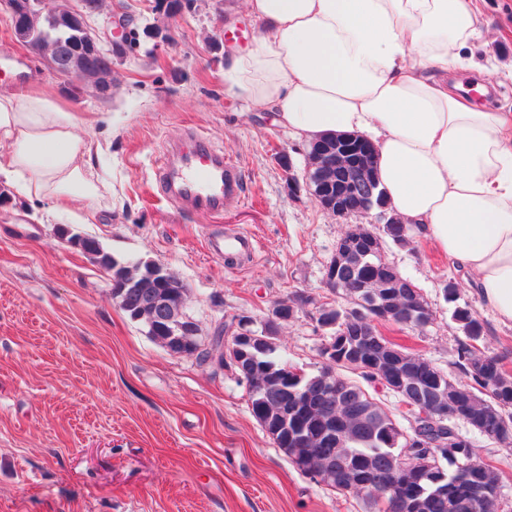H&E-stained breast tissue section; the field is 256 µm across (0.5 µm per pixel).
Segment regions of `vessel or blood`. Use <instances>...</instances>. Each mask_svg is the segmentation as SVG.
Masks as SVG:
<instances>
[{
	"label": "vessel or blood",
	"mask_w": 512,
	"mask_h": 512,
	"mask_svg": "<svg viewBox=\"0 0 512 512\" xmlns=\"http://www.w3.org/2000/svg\"><path fill=\"white\" fill-rule=\"evenodd\" d=\"M156 179L159 190L172 201L200 211L221 210L239 196L241 188L237 166L201 136L194 137L188 149L178 143L166 146ZM251 246L252 239L245 234L213 236L208 241L210 251L218 255L247 251Z\"/></svg>",
	"instance_id": "obj_1"
}]
</instances>
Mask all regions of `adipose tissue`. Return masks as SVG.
<instances>
[{
  "label": "adipose tissue",
  "mask_w": 512,
  "mask_h": 512,
  "mask_svg": "<svg viewBox=\"0 0 512 512\" xmlns=\"http://www.w3.org/2000/svg\"><path fill=\"white\" fill-rule=\"evenodd\" d=\"M256 47L224 61L227 94L296 138L374 143L392 209L512 323V113L448 85L481 34L476 0H245ZM87 121L40 88L0 89V179L64 211L106 192Z\"/></svg>",
  "instance_id": "ef3b65f1"
}]
</instances>
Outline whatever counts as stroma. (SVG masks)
Returning a JSON list of instances; mask_svg holds the SVG:
<instances>
[{"label": "stroma", "mask_w": 512, "mask_h": 512, "mask_svg": "<svg viewBox=\"0 0 512 512\" xmlns=\"http://www.w3.org/2000/svg\"><path fill=\"white\" fill-rule=\"evenodd\" d=\"M484 28L497 38L479 47L482 69L450 66L449 83L485 80V67L512 66V0H479ZM132 19L136 33L114 63L112 97L73 96L68 79L11 35L0 8V55L24 61L30 83L56 93L73 111L98 116L85 135L98 146L94 171L106 199L87 221L20 201L0 209V512H370L365 498L334 491L293 465L252 414L245 381L193 355H172L120 308L109 273L58 238V225L97 239L120 260L163 264L188 289L186 312L198 339L239 317L263 323L296 294L342 304L324 271L348 224L381 228L376 212L344 219L318 205L303 180L308 145L224 90L230 48L255 47L260 28L244 0H191L174 17L155 0H105L95 21ZM161 28L170 43L152 48L143 31ZM195 130L234 162L242 193L218 213L187 211L157 191L164 145ZM288 153L292 171L278 164ZM297 186H289V176ZM241 232L256 242L235 264L211 253L209 236ZM401 246L383 239L381 255L420 288L433 321L389 327L396 342L453 372L463 339L443 288L484 326L479 347L512 372V324H502L469 288L468 273L418 232ZM325 333L310 309L281 323L289 362L314 375L324 364ZM500 478L498 512H512V449L464 422Z\"/></svg>", "instance_id": "35a3bbf8"}]
</instances>
